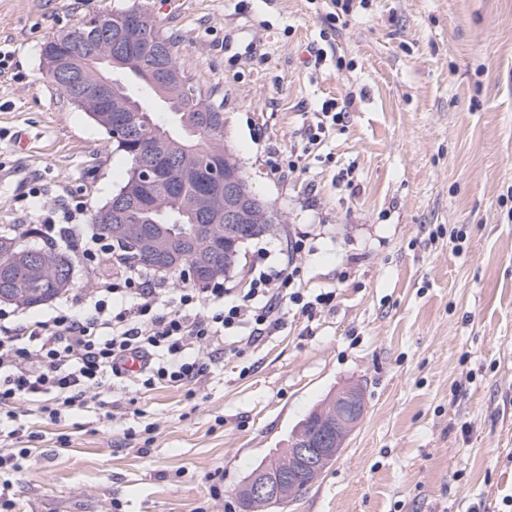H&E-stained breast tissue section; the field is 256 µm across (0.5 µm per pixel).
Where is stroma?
Listing matches in <instances>:
<instances>
[{
	"label": "stroma",
	"mask_w": 512,
	"mask_h": 512,
	"mask_svg": "<svg viewBox=\"0 0 512 512\" xmlns=\"http://www.w3.org/2000/svg\"><path fill=\"white\" fill-rule=\"evenodd\" d=\"M135 3L222 101L226 143L282 215L227 287L287 264L305 299H335L312 318L284 303L252 346L244 326L219 354L194 350L191 390L118 381L56 420L25 400L0 410V454L32 451L0 471V505L235 512L251 468L355 382L362 418L283 512H512V0H0L15 62L0 75V228L39 224L32 188L91 210L125 181L126 157L41 80L39 51ZM327 101L340 119L308 149ZM70 247L81 314L119 267Z\"/></svg>",
	"instance_id": "stroma-1"
}]
</instances>
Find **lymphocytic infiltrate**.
<instances>
[{"mask_svg": "<svg viewBox=\"0 0 512 512\" xmlns=\"http://www.w3.org/2000/svg\"><path fill=\"white\" fill-rule=\"evenodd\" d=\"M84 211L82 201H62L42 212V226L45 235L79 240L83 257L96 265L111 251L96 226L84 223ZM296 275L285 266L262 270L236 294L211 289L208 302L201 289L188 288L173 308L153 277L128 270L98 281L85 316L62 303L48 319L15 326L10 312L0 310V406L36 399L57 418L75 403H88L100 379H120L119 363L130 353L148 357L137 375L143 385L196 384L200 363L186 356L192 346L221 345L225 331L244 322L252 327L246 338L252 344L277 327L283 301L301 302L308 313L332 302L329 293L302 301L291 289Z\"/></svg>", "mask_w": 512, "mask_h": 512, "instance_id": "obj_1", "label": "lymphocytic infiltrate"}]
</instances>
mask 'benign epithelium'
<instances>
[{"label": "benign epithelium", "instance_id": "7a95c632", "mask_svg": "<svg viewBox=\"0 0 512 512\" xmlns=\"http://www.w3.org/2000/svg\"><path fill=\"white\" fill-rule=\"evenodd\" d=\"M86 27L92 33L76 32L66 38L59 51L47 62L49 74L58 78L66 86L80 85L78 66L88 62L98 72L95 83L86 87L83 95L93 99L103 112L112 106V90L115 76L124 68L123 58L134 56L153 43L152 35L145 30L134 33L123 29L118 16L98 15L87 21ZM96 32L116 35L117 50L108 55L88 54L89 44ZM150 78L162 89L182 87L181 73L174 67L153 64L149 67ZM175 155L160 153L155 149L147 151L145 158L139 160L131 174L127 188L116 193L112 200V235L116 239L129 236V225L125 224L126 215L143 205L142 193L137 188L154 187L165 180V174ZM198 166L209 172L217 183L215 189L201 191L189 204L192 212L211 214L222 211L224 219V254L211 250V236L203 235L192 244L194 276L193 284L199 288L209 283V278L237 271L243 267L244 253L239 244L248 241L243 232L246 225L260 229L265 234L277 231L282 221L279 213L270 209L259 200L252 191L237 163L224 165L223 157L208 154L198 159ZM135 247L139 254L151 263L153 268L164 276L173 273L181 264V258L173 249L172 242L162 232L141 229L135 233ZM364 410L362 391L357 386H347L337 390L328 403L318 412L319 419L329 426L328 432L318 439L304 434L296 435L288 448L291 466L288 472L295 470L305 473V478L315 481L344 448L346 439L353 430ZM298 486V481L288 477V483L279 482V475L269 471H257L250 479L248 492L252 497L265 495L284 496L286 486Z\"/></svg>", "mask_w": 512, "mask_h": 512}]
</instances>
